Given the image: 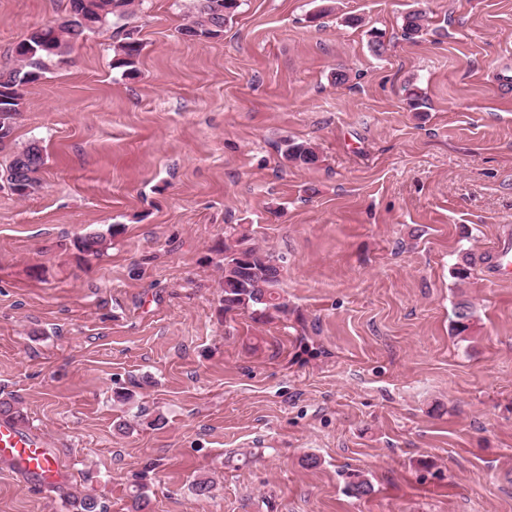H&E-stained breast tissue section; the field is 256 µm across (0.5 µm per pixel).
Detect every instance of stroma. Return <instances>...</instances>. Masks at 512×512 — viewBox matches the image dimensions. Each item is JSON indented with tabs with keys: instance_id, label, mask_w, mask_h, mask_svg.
<instances>
[{
	"instance_id": "1",
	"label": "stroma",
	"mask_w": 512,
	"mask_h": 512,
	"mask_svg": "<svg viewBox=\"0 0 512 512\" xmlns=\"http://www.w3.org/2000/svg\"><path fill=\"white\" fill-rule=\"evenodd\" d=\"M321 5L241 0L193 42L183 0H143L136 77L109 23L29 86L0 174L32 139L47 162L27 200L0 181V401L70 484L0 466V512H75L73 492L128 512L141 476L147 512H512V281L483 275L512 234V0ZM70 7L0 0V71ZM286 138L318 163L287 164ZM238 224L277 258L287 319L224 314ZM143 48V42L134 36L133 30L124 32L122 39L112 49L113 68L122 69L124 76H135L138 72V64ZM454 327L455 335H462L468 332L475 319V310L473 304L468 299L459 300L454 309Z\"/></svg>"
}]
</instances>
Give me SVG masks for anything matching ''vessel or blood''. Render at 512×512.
I'll return each mask as SVG.
<instances>
[{
	"label": "vessel or blood",
	"instance_id": "obj_1",
	"mask_svg": "<svg viewBox=\"0 0 512 512\" xmlns=\"http://www.w3.org/2000/svg\"><path fill=\"white\" fill-rule=\"evenodd\" d=\"M486 276L498 282L512 277L511 240L498 241ZM0 461L15 473L44 486L61 487L70 479L58 464L47 436L3 418L0 419Z\"/></svg>",
	"mask_w": 512,
	"mask_h": 512
}]
</instances>
